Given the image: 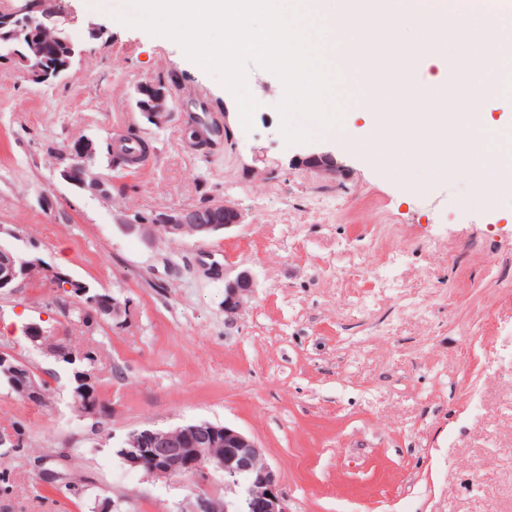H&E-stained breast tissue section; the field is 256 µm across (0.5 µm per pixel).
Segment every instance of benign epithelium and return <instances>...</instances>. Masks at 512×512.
<instances>
[{
	"instance_id": "obj_1",
	"label": "benign epithelium",
	"mask_w": 512,
	"mask_h": 512,
	"mask_svg": "<svg viewBox=\"0 0 512 512\" xmlns=\"http://www.w3.org/2000/svg\"><path fill=\"white\" fill-rule=\"evenodd\" d=\"M41 19L33 14L30 0H22L15 9L0 14V32L28 43L29 52L24 55L13 49L10 56L29 66L30 77L45 82L67 72L80 54L78 46L60 39L51 42L41 31ZM139 106L150 118L161 120L159 108L166 99V92L159 84L142 85ZM90 143L77 145L69 150L76 162L66 166L61 176L66 181L78 175L82 165L77 160L92 154ZM295 161L303 166L325 172H338L341 164L330 151L314 152ZM220 216L209 223L189 221L184 211H163L156 217L134 214L125 219L123 228L130 234L151 239L157 233L169 240H180L186 230L206 239L238 225L240 215L229 205L218 207ZM39 279L50 288H74L76 281L69 276L43 265L35 257H25L14 250L0 249V293H12ZM255 290V279L248 270H241L232 279L224 280V313L230 319L241 315ZM88 305L102 307L117 325L128 311V302L112 298L106 302L99 295H90ZM56 360L66 359L83 367L79 371L80 382H94L97 355L89 347L77 350L59 347L47 351ZM44 377L33 370L10 347L0 346V382L7 384L29 401H45L48 392L43 387ZM123 462L130 468L155 479L189 478L197 483L193 496L181 512H289L288 495L273 467L266 461L256 439L247 433L228 426H216L205 422H193L168 429L143 427L127 433L117 450ZM212 473L224 476V497L209 490L205 482Z\"/></svg>"
}]
</instances>
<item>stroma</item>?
Listing matches in <instances>:
<instances>
[{
  "label": "stroma",
  "instance_id": "1",
  "mask_svg": "<svg viewBox=\"0 0 512 512\" xmlns=\"http://www.w3.org/2000/svg\"><path fill=\"white\" fill-rule=\"evenodd\" d=\"M82 54L71 74L32 81L0 61V244L129 301L123 326L87 331L50 288L0 294V345L38 370L56 363L24 327L43 323L92 347L105 415L100 433L70 407L65 378L48 403L0 384V430L22 446L0 459V512H179L190 480L129 469L113 448L130 430L227 424L253 436L290 512H512V365L494 348L512 326V192L494 207L452 173L430 206L411 200L427 171L394 174L363 147L317 136L286 145L283 85L260 70L244 129L227 88L174 41L117 22L125 0H62ZM165 114L141 112L146 82ZM222 131L192 139L198 114ZM139 137L134 167L107 145ZM93 144L101 198L60 176L66 148ZM331 150L329 174L293 159ZM230 205L239 225L205 242L125 233L133 214ZM250 270L245 311L228 321L224 277ZM67 473L83 498L44 485ZM138 93L141 110L147 112L153 121L159 122L163 112H158V110L166 99L164 87L159 84L145 83L139 88Z\"/></svg>",
  "mask_w": 512,
  "mask_h": 512
}]
</instances>
